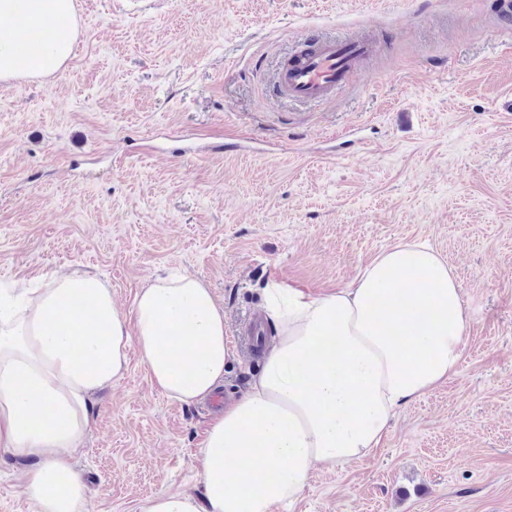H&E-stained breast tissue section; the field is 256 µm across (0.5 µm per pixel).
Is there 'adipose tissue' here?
Instances as JSON below:
<instances>
[{"label":"adipose tissue","instance_id":"obj_1","mask_svg":"<svg viewBox=\"0 0 512 512\" xmlns=\"http://www.w3.org/2000/svg\"><path fill=\"white\" fill-rule=\"evenodd\" d=\"M72 0H0V22L51 28L40 53L0 44V79L48 74L70 56ZM277 339L244 394L198 450L201 493L162 492L140 512H272L315 468L372 454L389 423L458 370L469 317L452 268L433 248L398 243L322 295L280 281L262 289ZM137 348L154 385L193 404L224 379V312L191 275L155 277L125 317L98 277L55 278L34 299L0 295V463L22 464L34 512H88L74 458L96 392Z\"/></svg>","mask_w":512,"mask_h":512}]
</instances>
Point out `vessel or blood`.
<instances>
[{
	"mask_svg": "<svg viewBox=\"0 0 512 512\" xmlns=\"http://www.w3.org/2000/svg\"><path fill=\"white\" fill-rule=\"evenodd\" d=\"M371 51L364 37H307L280 69L278 95L308 104L323 102L348 84Z\"/></svg>",
	"mask_w": 512,
	"mask_h": 512,
	"instance_id": "obj_1",
	"label": "vessel or blood"
}]
</instances>
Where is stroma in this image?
<instances>
[{
  "label": "stroma",
  "mask_w": 512,
  "mask_h": 512,
  "mask_svg": "<svg viewBox=\"0 0 512 512\" xmlns=\"http://www.w3.org/2000/svg\"><path fill=\"white\" fill-rule=\"evenodd\" d=\"M494 3L73 0L65 64L0 81V289L88 271L127 312L153 277H197L224 311L230 401L260 368L241 343L267 280L324 294L426 242L469 315L457 375L273 512H512V36ZM322 30L376 47L335 98L284 103L281 56ZM214 417L131 352L77 460L92 512L200 493Z\"/></svg>",
  "instance_id": "stroma-1"
}]
</instances>
